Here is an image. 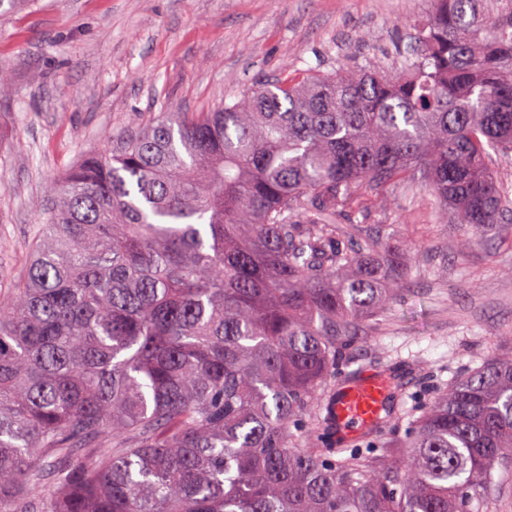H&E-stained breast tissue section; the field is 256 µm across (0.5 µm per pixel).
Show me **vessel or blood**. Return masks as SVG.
Returning <instances> with one entry per match:
<instances>
[{"label":"vessel or blood","instance_id":"1","mask_svg":"<svg viewBox=\"0 0 512 512\" xmlns=\"http://www.w3.org/2000/svg\"><path fill=\"white\" fill-rule=\"evenodd\" d=\"M388 395L386 383L371 371H363L358 378L349 380L336 399L334 415L345 434L369 432L381 420Z\"/></svg>","mask_w":512,"mask_h":512}]
</instances>
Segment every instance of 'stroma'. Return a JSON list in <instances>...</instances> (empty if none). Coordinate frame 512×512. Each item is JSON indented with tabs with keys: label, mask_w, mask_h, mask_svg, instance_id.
<instances>
[{
	"label": "stroma",
	"mask_w": 512,
	"mask_h": 512,
	"mask_svg": "<svg viewBox=\"0 0 512 512\" xmlns=\"http://www.w3.org/2000/svg\"><path fill=\"white\" fill-rule=\"evenodd\" d=\"M430 0H29L0 14V294L23 279L51 200L47 185L160 113L232 104L283 71L395 63ZM367 233L411 241L412 278L349 350L393 378L381 437L404 433L448 382L512 353V220L459 252L463 225L396 222Z\"/></svg>",
	"instance_id": "stroma-1"
}]
</instances>
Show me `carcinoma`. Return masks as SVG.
Segmentation results:
<instances>
[{"instance_id":"cac0c4a2","label":"carcinoma","mask_w":512,"mask_h":512,"mask_svg":"<svg viewBox=\"0 0 512 512\" xmlns=\"http://www.w3.org/2000/svg\"><path fill=\"white\" fill-rule=\"evenodd\" d=\"M413 31L397 75L283 72L51 185L0 295V512H487L512 356L430 398L401 456L332 412L344 352L412 275L406 241L338 218L385 188L476 230L512 211L491 165L512 154V0H431Z\"/></svg>"}]
</instances>
